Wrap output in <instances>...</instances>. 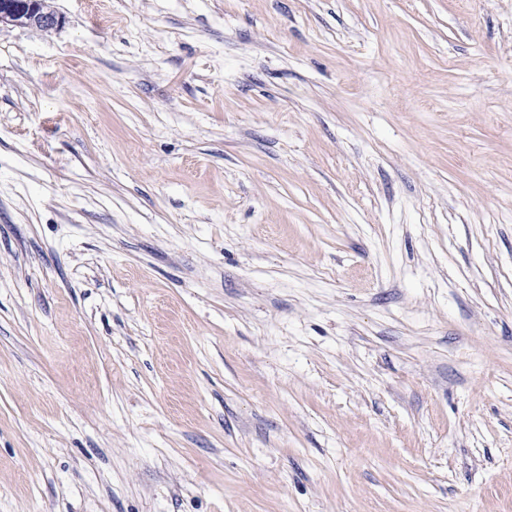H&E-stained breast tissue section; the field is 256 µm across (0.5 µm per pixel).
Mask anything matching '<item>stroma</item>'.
Segmentation results:
<instances>
[{
    "label": "stroma",
    "instance_id": "obj_1",
    "mask_svg": "<svg viewBox=\"0 0 512 512\" xmlns=\"http://www.w3.org/2000/svg\"><path fill=\"white\" fill-rule=\"evenodd\" d=\"M47 2L0 512H512V0Z\"/></svg>",
    "mask_w": 512,
    "mask_h": 512
}]
</instances>
